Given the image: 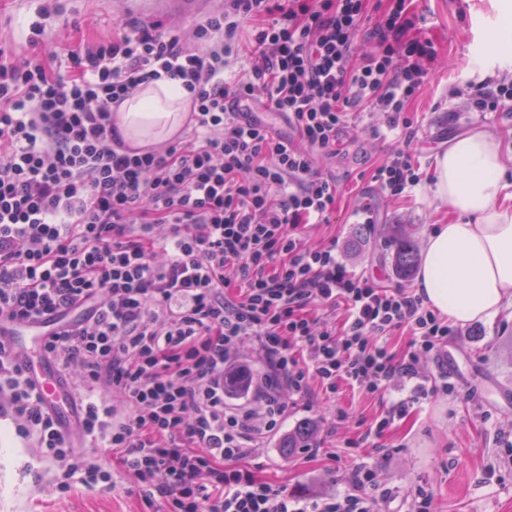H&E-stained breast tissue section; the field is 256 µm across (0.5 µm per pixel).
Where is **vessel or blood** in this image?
Masks as SVG:
<instances>
[{
    "label": "vessel or blood",
    "mask_w": 512,
    "mask_h": 512,
    "mask_svg": "<svg viewBox=\"0 0 512 512\" xmlns=\"http://www.w3.org/2000/svg\"><path fill=\"white\" fill-rule=\"evenodd\" d=\"M217 0H125L126 7L145 17L178 15L190 17L209 10ZM47 326H15L7 345L24 360L33 385L48 411L56 418L60 432L76 437L81 413L72 387L58 367L44 357L42 342Z\"/></svg>",
    "instance_id": "1"
}]
</instances>
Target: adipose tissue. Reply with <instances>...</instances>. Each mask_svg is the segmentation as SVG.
<instances>
[{"label": "adipose tissue", "instance_id": "obj_1", "mask_svg": "<svg viewBox=\"0 0 512 512\" xmlns=\"http://www.w3.org/2000/svg\"><path fill=\"white\" fill-rule=\"evenodd\" d=\"M190 94L163 78L140 86L113 114L131 147L174 137ZM498 132L476 127L449 140L435 157L432 192L447 209L424 238L415 290L455 324L488 322L512 306V182Z\"/></svg>", "mask_w": 512, "mask_h": 512}]
</instances>
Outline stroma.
Here are the masks:
<instances>
[{"label":"stroma","instance_id":"35a3bbf8","mask_svg":"<svg viewBox=\"0 0 512 512\" xmlns=\"http://www.w3.org/2000/svg\"><path fill=\"white\" fill-rule=\"evenodd\" d=\"M498 0H414L423 16L421 34L437 49L433 76L412 103L410 116L418 138L410 150L423 177L399 196L383 193L372 181L375 165L396 149L395 134L371 139L361 127L378 123L367 112L351 117L336 158L327 161L337 181L336 209L325 224L302 229L309 243H335L354 273L389 288H413L414 278L397 276L390 245L394 228L423 241L434 221L437 202L431 190L432 164L449 139L474 127L504 133L505 175L512 179V107L477 112L469 99L473 85L486 77H512V52H489L488 37L498 18ZM49 19H41L43 6ZM141 26L138 16L124 13L119 0H0V40L17 56L32 51L44 56L66 46L111 37L115 20ZM44 21L33 36L31 26ZM383 215L382 223L361 222L363 206ZM455 362L427 355L420 367L431 378L447 375L452 393L439 394L411 406L382 436L368 435L374 420L397 401V391L384 398L364 389L341 386L333 395L312 400L289 399L282 431L311 421L316 426L315 456H284L280 434L265 438L248 467L276 487L297 496L332 493L344 486L349 465L379 466L395 490L390 503L377 502L378 512H406L411 493L425 486L433 493L434 512H512V307L491 322L459 326L448 339ZM60 476L38 449L0 427V512H163L161 499L145 500L129 480L114 491H90L81 484L59 486Z\"/></svg>","mask_w":512,"mask_h":512}]
</instances>
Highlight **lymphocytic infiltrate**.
<instances>
[{
    "instance_id": "obj_1",
    "label": "lymphocytic infiltrate",
    "mask_w": 512,
    "mask_h": 512,
    "mask_svg": "<svg viewBox=\"0 0 512 512\" xmlns=\"http://www.w3.org/2000/svg\"><path fill=\"white\" fill-rule=\"evenodd\" d=\"M412 0H224L198 24L195 47L157 25L68 51L66 74L17 59L0 42V320L58 322L44 344L87 390L81 431L118 453L119 470L168 512H375L394 491L376 467L352 465L343 490L297 497L245 467L277 432L285 393L336 394L341 383L384 396L382 435L438 392L422 355L452 330L421 296L348 270L335 245H308L302 226L326 223L350 114L373 112L404 142L418 133L409 102L436 56ZM250 43L251 69L225 70ZM179 81L192 98L189 136L158 148L125 144L112 109L140 85ZM259 105L294 135L275 137ZM408 151L374 170L398 196L421 181ZM409 330L407 350L388 341ZM253 341L267 366L257 406L228 407ZM37 439L65 478L91 491L116 482L94 453L73 447L16 357L0 344V411Z\"/></svg>"
}]
</instances>
